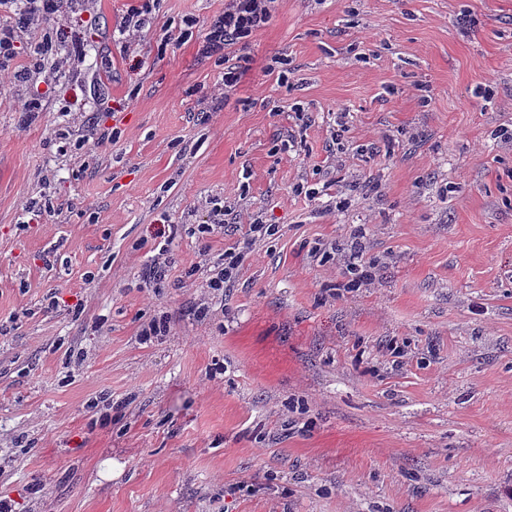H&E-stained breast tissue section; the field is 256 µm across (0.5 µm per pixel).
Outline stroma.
I'll list each match as a JSON object with an SVG mask.
<instances>
[{
	"mask_svg": "<svg viewBox=\"0 0 512 512\" xmlns=\"http://www.w3.org/2000/svg\"><path fill=\"white\" fill-rule=\"evenodd\" d=\"M133 3L81 0L0 80V500L512 512V0H279L218 52L225 0H155L129 45ZM240 214L275 231L212 292ZM160 249L158 257L152 258L146 265L142 275V282L151 288L160 287L166 281L168 268L171 264L169 257H163L167 250ZM162 252V253H161ZM162 256V257H159ZM345 270L349 274L355 275V278L350 282L356 286L358 283L371 282L375 278L373 267L363 260L362 254L359 251H351L344 258Z\"/></svg>",
	"mask_w": 512,
	"mask_h": 512,
	"instance_id": "stroma-1",
	"label": "stroma"
}]
</instances>
